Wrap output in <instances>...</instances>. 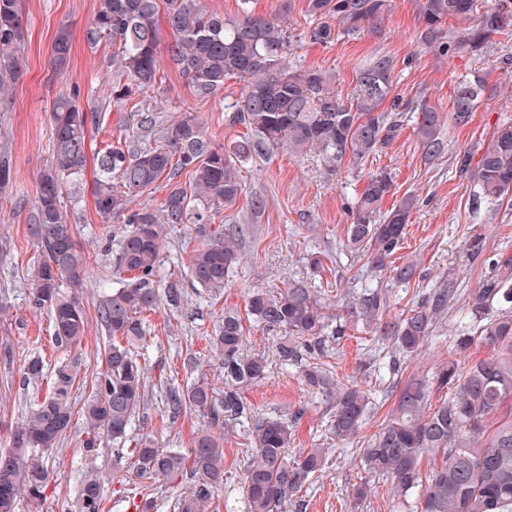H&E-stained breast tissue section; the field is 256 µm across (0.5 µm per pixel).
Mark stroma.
Returning a JSON list of instances; mask_svg holds the SVG:
<instances>
[{
    "mask_svg": "<svg viewBox=\"0 0 512 512\" xmlns=\"http://www.w3.org/2000/svg\"><path fill=\"white\" fill-rule=\"evenodd\" d=\"M97 6V0H24L28 27L17 50L24 76L11 90L10 111L0 112V139L8 142L14 161L13 181L0 190V348L8 347L12 353L11 361L0 360V447L8 429L21 422L34 401L45 395L57 366L76 367L80 383L72 399L79 406L91 394L104 366L108 339L98 311L108 294L104 281L122 279L114 259L126 224L117 217L102 218L88 192L77 207L68 210L75 238L90 260L89 274L78 293L87 319L86 338L72 349L57 347L47 312L33 310L29 303L30 269L40 255L27 235L37 178L52 160L49 112L53 99L73 89L79 90L84 101L106 97L110 91L112 73L107 60L112 50L103 45L90 47L84 39ZM62 23L71 28L72 52L67 69L56 74L49 55ZM286 24L295 36L288 55L291 64L332 72L337 90L345 97L355 87L359 67L374 56H390L394 61L392 95L403 106L400 126L377 152L356 164L343 161L335 170L313 153L294 157L279 152L241 162L243 195L235 206L216 214L212 223L227 234L236 226L245 228L239 240L242 259L221 293L201 288L189 275V256L196 245L190 225L169 227L160 256V302L144 313L146 340L136 349L148 371V399L127 443L117 447L104 442L87 455L78 432L67 433L49 465L44 501L36 508L20 499L16 512H78L80 482L90 472L105 481V512H135L146 497L154 501V512H176L178 496L192 485L189 474L165 483L142 477L136 472L132 450L146 434L158 447L187 448L198 431L209 429L207 414L174 411L169 405L171 391L185 390L201 377L216 391H223L224 372L209 349V337L222 325L225 312H244L251 289L276 293L291 278L307 280L324 299L331 334L320 355L301 350L297 365L285 368L277 351L284 330L244 320L248 347L264 353L271 369L267 378L242 391L254 412L286 419L299 416L291 453L309 448L328 451L325 470L293 496L289 512H411L393 502L389 478H368L354 445L336 438L325 397L305 386L301 369L317 362L326 365L340 382L370 389L377 409L360 430L366 438L392 408L396 387L413 376L431 378L437 366L447 362L456 320L465 311L467 295L486 272L481 262L466 255V239L483 235L489 255L512 257V206L477 199L474 185L484 147L497 125L512 119V34L494 35L489 48L479 55L435 58L416 42L419 21L414 0H394L380 32L339 34L328 43L310 40L315 21L305 0H293ZM475 81L483 91L471 122L464 127L446 124L441 156L425 161L414 133L415 105L426 102L450 111L456 91ZM242 92V82L231 80L216 97L197 98L178 73L164 65L155 86L135 97L132 104L169 117L195 113L209 137L227 144L247 134L245 127L230 120ZM380 170L393 178L383 210H391L408 194L419 199L403 244L391 257L396 266L409 260L417 264L414 279L405 286L392 285L366 254L351 250L346 239L349 208L368 174ZM257 196L264 199L265 211L253 223L250 204ZM310 252L321 254V272L314 274L307 268L305 257ZM450 276L457 281L458 293L448 305L447 318L422 352L408 357L378 342L371 328L348 321L337 304L348 287L367 281L387 289L390 300L385 318L391 321L410 314L428 289ZM173 292L178 295L174 302L169 299ZM34 358L42 360L43 375L29 380L24 368ZM216 436L224 448V487L206 512H247L244 428L235 423ZM366 481L372 485L370 496L355 501L354 488Z\"/></svg>",
    "mask_w": 512,
    "mask_h": 512,
    "instance_id": "stroma-1",
    "label": "stroma"
}]
</instances>
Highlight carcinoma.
<instances>
[{"label": "carcinoma", "instance_id": "cac0c4a2", "mask_svg": "<svg viewBox=\"0 0 512 512\" xmlns=\"http://www.w3.org/2000/svg\"><path fill=\"white\" fill-rule=\"evenodd\" d=\"M250 2L240 0L241 16L226 20L203 9L200 0H98L85 29L90 47H112L109 103L115 108L124 110L132 94L156 83L164 49L170 66L199 98L216 96L230 79L242 81V100L231 121L251 133L227 148L208 137L194 113L175 119L152 114L138 118L136 135L125 147L108 146L93 157L94 207L101 217H121L130 225L119 240L116 267L133 274V280L112 289L100 310L109 343L96 392L82 409L87 453L103 440L126 441L144 404L147 375L132 348L146 337L141 315L160 300L154 282L165 225H193L202 244L190 255L192 280L218 292L239 262L236 238L211 230L213 216L243 193L236 163L279 151L293 156L313 152L337 168L347 156L358 161L377 151L398 127L397 115L383 108L392 89L393 60L381 56L360 68L355 96L346 102L327 71L292 69L291 36L284 22L254 15ZM392 8L393 0H306L309 15L320 20L310 38L328 42L333 21L348 36L376 31ZM416 8L418 45L439 57L478 55L493 35L512 25V0H499L494 8L484 0H416ZM160 16L169 33L164 47ZM24 39L23 0H0V112L10 110L11 88L22 76L17 47ZM71 51L70 26L62 24L51 46L54 70L67 68ZM480 91L477 83L457 93L448 114L456 126L469 124ZM104 107L95 99L80 101L75 92L53 99L52 160L38 176L28 225L41 251L32 271L29 303L50 314L55 341L66 349L82 344L86 333V315L73 287L88 274V257L76 242L64 198L76 204L82 198L88 131ZM416 110L415 134L430 160L442 149L443 113L426 102ZM185 169L192 171L187 184L177 181ZM13 176L9 145L0 142V189ZM162 182L166 199L160 210L129 209L135 197ZM475 182L486 199L512 197V120L493 132ZM392 186L386 171L367 178L351 210L347 241L350 248L370 253L372 265L388 269L392 280L408 283L416 265L389 267L386 259L402 243L417 197L407 195L383 213L382 201ZM465 247L476 261L486 252V238L470 236ZM456 294L450 277L412 314L385 321L386 291L366 288L360 294L345 293L344 310L349 319L374 325L379 337L410 356L432 339ZM246 311L263 326L288 330L289 338L278 348L284 366L298 361V345L314 349L326 336L324 303L299 279L288 280L276 294L253 290ZM465 318L453 336L454 356L438 367L434 382L407 380L385 420L359 451L365 472L390 478L400 502L414 499L413 512H512V257L492 262L489 274L466 298ZM477 345L491 349L492 355L460 367L459 357L468 356ZM211 350L224 368V397L216 398L208 380L200 378L185 391L171 393V403L176 409L208 413L214 427L246 418L247 512H288L290 497L325 469V449L309 448L290 460L293 430L288 422L279 416L251 415L241 390L267 377L269 361L247 348L238 313L224 312ZM302 376L312 391L328 398L336 438H356L375 408L371 391L335 380L318 364L305 366ZM76 377L72 366H58L48 392L11 429L9 446L0 448V512H16L20 497L36 508L43 501L48 461L72 429ZM433 385L449 390L448 398L436 406L430 403ZM133 452L138 471L151 479L164 482L186 471L195 478V488L179 499L178 512H203L204 503L224 484V450L209 433L195 436L192 447L184 450L158 448L144 437ZM78 512H104L103 481L93 473L81 483Z\"/></svg>", "mask_w": 512, "mask_h": 512}]
</instances>
